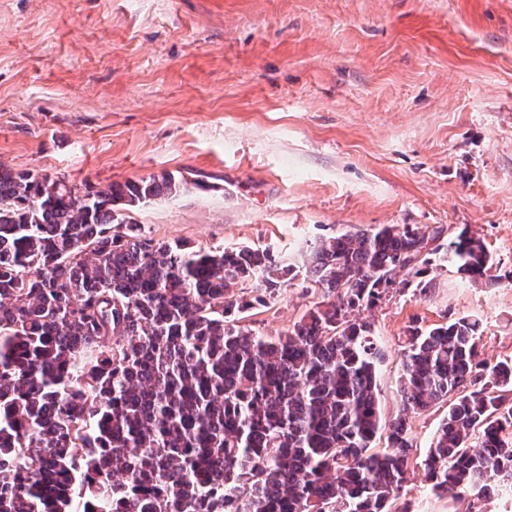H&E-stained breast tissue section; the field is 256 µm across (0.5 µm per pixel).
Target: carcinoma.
Returning a JSON list of instances; mask_svg holds the SVG:
<instances>
[{
    "instance_id": "cac0c4a2",
    "label": "carcinoma",
    "mask_w": 512,
    "mask_h": 512,
    "mask_svg": "<svg viewBox=\"0 0 512 512\" xmlns=\"http://www.w3.org/2000/svg\"><path fill=\"white\" fill-rule=\"evenodd\" d=\"M182 187L0 163V512H390L414 438L383 422L362 312L448 263L474 284L512 271L467 229L444 248L410 225L340 233L304 269L325 300L263 336L245 313L292 265L127 220ZM480 336L471 316L407 336L403 412L448 405L423 460L439 495L512 493V357L478 360Z\"/></svg>"
}]
</instances>
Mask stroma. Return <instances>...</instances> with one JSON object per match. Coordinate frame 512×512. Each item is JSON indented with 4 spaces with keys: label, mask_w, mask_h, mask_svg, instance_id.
I'll use <instances>...</instances> for the list:
<instances>
[{
    "label": "stroma",
    "mask_w": 512,
    "mask_h": 512,
    "mask_svg": "<svg viewBox=\"0 0 512 512\" xmlns=\"http://www.w3.org/2000/svg\"><path fill=\"white\" fill-rule=\"evenodd\" d=\"M0 163L101 187L183 176L129 213L161 241L300 266L347 231L467 228L512 270V0H0ZM434 283L366 313L385 418L412 325L471 315L482 359L512 356V286L450 266ZM322 299L298 278L245 322L274 336ZM444 413L412 416L392 512H512L432 491Z\"/></svg>",
    "instance_id": "obj_1"
}]
</instances>
